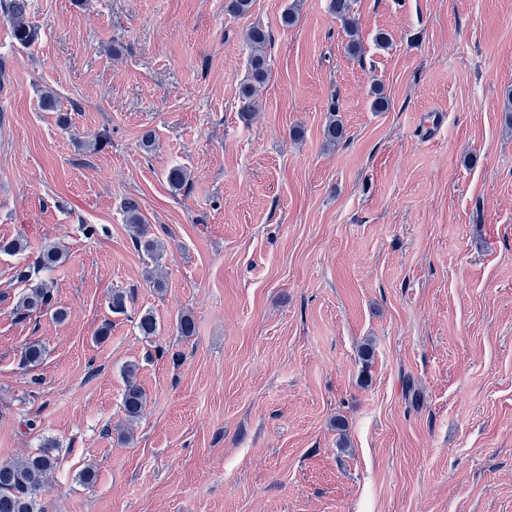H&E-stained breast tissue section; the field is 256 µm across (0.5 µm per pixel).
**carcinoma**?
I'll list each match as a JSON object with an SVG mask.
<instances>
[{
  "instance_id": "cac0c4a2",
  "label": "carcinoma",
  "mask_w": 512,
  "mask_h": 512,
  "mask_svg": "<svg viewBox=\"0 0 512 512\" xmlns=\"http://www.w3.org/2000/svg\"><path fill=\"white\" fill-rule=\"evenodd\" d=\"M351 0H330L329 10L340 21L352 24L350 18ZM3 8L12 22V37L22 45L32 44L36 39V31L28 21V0H4ZM246 43L251 48L249 57V75L242 86V97L246 102L244 113H249L253 106V98L258 89L268 78L267 56L265 49L270 42L269 33L259 25L249 27L244 34ZM323 134L327 144L336 145L344 137V125L336 118V108H331L328 122ZM125 221L132 231L135 247L155 257L162 258V245L155 238L147 237V229L143 224L141 208L138 200L129 197L122 203ZM67 257L63 249L56 245L46 246L38 251L34 263L17 267L15 278L27 284L16 305V312L32 316L48 311L53 303L51 285L44 281H34L37 273L51 270ZM128 294L119 288L112 289L108 308L115 314H123L127 310ZM136 328L140 335L150 337L158 331L154 315L147 311L138 315ZM44 355V349L37 343L24 348L20 362L25 367L38 365ZM139 365L128 363L124 366L122 376L125 381L123 408L129 422H136L143 414L146 406V394L137 383ZM59 461V448L52 440H45L35 452L18 460L0 463V512H48L42 493L45 491Z\"/></svg>"
}]
</instances>
